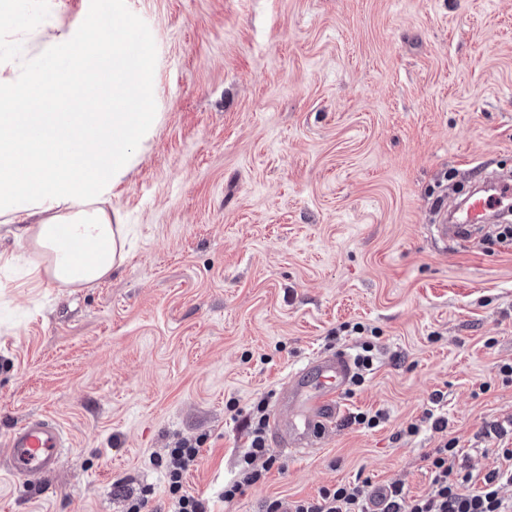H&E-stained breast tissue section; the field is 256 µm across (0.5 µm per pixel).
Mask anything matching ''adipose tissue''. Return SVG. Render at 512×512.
Returning a JSON list of instances; mask_svg holds the SVG:
<instances>
[{"instance_id":"adipose-tissue-1","label":"adipose tissue","mask_w":512,"mask_h":512,"mask_svg":"<svg viewBox=\"0 0 512 512\" xmlns=\"http://www.w3.org/2000/svg\"><path fill=\"white\" fill-rule=\"evenodd\" d=\"M112 46L52 25L29 57L0 60V223L49 254L50 278L87 288L126 258L125 226L108 204L158 119L149 47Z\"/></svg>"}]
</instances>
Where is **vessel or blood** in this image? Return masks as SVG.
Here are the masks:
<instances>
[{
    "label": "vessel or blood",
    "instance_id": "1",
    "mask_svg": "<svg viewBox=\"0 0 512 512\" xmlns=\"http://www.w3.org/2000/svg\"><path fill=\"white\" fill-rule=\"evenodd\" d=\"M512 207V182H486L482 194L472 200L462 220L438 224L440 239H465L481 223L491 207ZM354 359L344 350L324 353L289 374L277 391L270 427L287 453L320 447L338 417L352 376ZM66 444L60 424L42 417L27 421L8 434L9 464L17 475L37 478L53 471Z\"/></svg>",
    "mask_w": 512,
    "mask_h": 512
}]
</instances>
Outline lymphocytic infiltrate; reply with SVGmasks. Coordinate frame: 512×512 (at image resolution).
Returning <instances> with one entry per match:
<instances>
[{
    "label": "lymphocytic infiltrate",
    "mask_w": 512,
    "mask_h": 512,
    "mask_svg": "<svg viewBox=\"0 0 512 512\" xmlns=\"http://www.w3.org/2000/svg\"><path fill=\"white\" fill-rule=\"evenodd\" d=\"M268 407L269 400L263 397L250 409L249 443L240 458L238 479L224 486L225 501H233L244 488L262 481L275 464L266 443ZM458 453L451 439L427 454L432 489L423 497H409L400 482L388 484L374 498L365 485L348 483L322 489L313 499L268 500L266 512H370L374 499L381 512H512V498L501 494L503 486L512 484V448L502 449V465L486 473L476 489L471 486V473L457 466ZM199 455V448L188 442L170 449L165 461L170 512H210L208 502L187 492L183 485L185 473L197 464Z\"/></svg>",
    "instance_id": "1"
}]
</instances>
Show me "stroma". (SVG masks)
<instances>
[{"instance_id": "obj_1", "label": "stroma", "mask_w": 512, "mask_h": 512, "mask_svg": "<svg viewBox=\"0 0 512 512\" xmlns=\"http://www.w3.org/2000/svg\"><path fill=\"white\" fill-rule=\"evenodd\" d=\"M98 0H23V29L85 32ZM148 44L161 119L112 208L121 267L72 291L0 232V512H167L163 460L201 459L186 489L213 512H263L340 483L429 493L453 438L484 476L512 448V243L430 235L449 180L512 171V0H115ZM364 326V334L352 325ZM375 345L320 448H268L263 481L225 501L246 416L315 354ZM446 433L407 435L429 398ZM384 411L377 428L354 423ZM49 416L67 446L38 479L7 435Z\"/></svg>"}]
</instances>
